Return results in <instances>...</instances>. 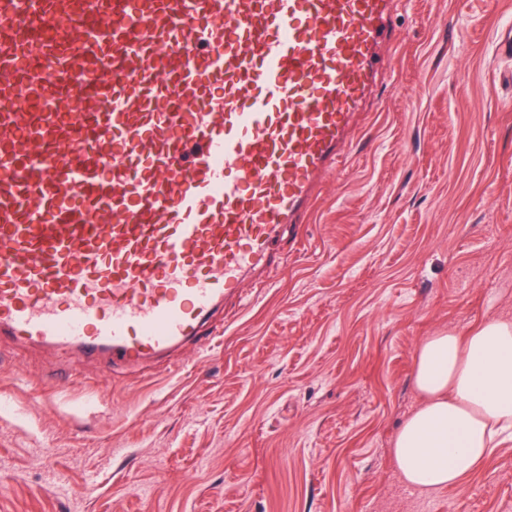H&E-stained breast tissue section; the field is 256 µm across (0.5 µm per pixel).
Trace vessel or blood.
Here are the masks:
<instances>
[{
  "label": "vessel or blood",
  "mask_w": 512,
  "mask_h": 512,
  "mask_svg": "<svg viewBox=\"0 0 512 512\" xmlns=\"http://www.w3.org/2000/svg\"><path fill=\"white\" fill-rule=\"evenodd\" d=\"M396 0H0V339L137 367L298 235Z\"/></svg>",
  "instance_id": "1"
}]
</instances>
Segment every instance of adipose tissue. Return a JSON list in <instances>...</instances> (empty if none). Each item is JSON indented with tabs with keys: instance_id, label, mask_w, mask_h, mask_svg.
<instances>
[{
	"instance_id": "obj_1",
	"label": "adipose tissue",
	"mask_w": 512,
	"mask_h": 512,
	"mask_svg": "<svg viewBox=\"0 0 512 512\" xmlns=\"http://www.w3.org/2000/svg\"><path fill=\"white\" fill-rule=\"evenodd\" d=\"M414 386L420 404L396 431L395 465L421 490L459 486L512 439V322L428 337Z\"/></svg>"
}]
</instances>
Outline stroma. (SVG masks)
<instances>
[{
	"label": "stroma",
	"mask_w": 512,
	"mask_h": 512,
	"mask_svg": "<svg viewBox=\"0 0 512 512\" xmlns=\"http://www.w3.org/2000/svg\"><path fill=\"white\" fill-rule=\"evenodd\" d=\"M386 85L224 339L115 373L0 342V512H512V442L422 493L426 337L512 320V0H399Z\"/></svg>",
	"instance_id": "1"
}]
</instances>
